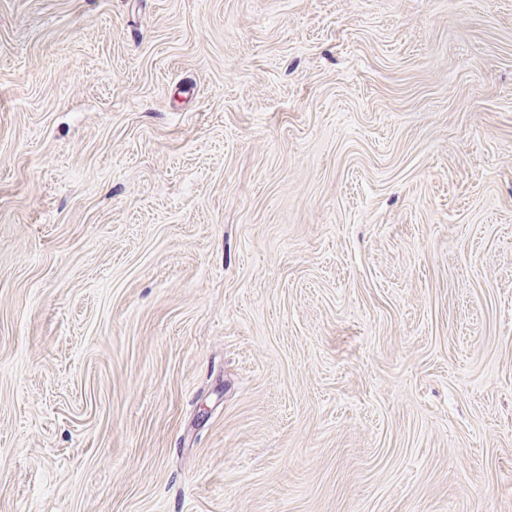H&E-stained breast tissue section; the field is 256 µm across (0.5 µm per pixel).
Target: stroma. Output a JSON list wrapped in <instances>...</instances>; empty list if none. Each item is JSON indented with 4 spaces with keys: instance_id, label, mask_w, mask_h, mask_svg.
Listing matches in <instances>:
<instances>
[{
    "instance_id": "obj_1",
    "label": "stroma",
    "mask_w": 512,
    "mask_h": 512,
    "mask_svg": "<svg viewBox=\"0 0 512 512\" xmlns=\"http://www.w3.org/2000/svg\"><path fill=\"white\" fill-rule=\"evenodd\" d=\"M0 512H512V0H0Z\"/></svg>"
}]
</instances>
